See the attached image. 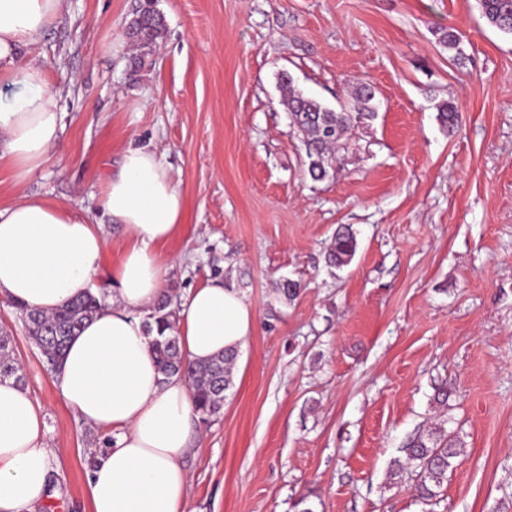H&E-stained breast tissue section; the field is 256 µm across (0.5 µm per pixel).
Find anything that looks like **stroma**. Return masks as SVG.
Segmentation results:
<instances>
[{"label":"stroma","mask_w":512,"mask_h":512,"mask_svg":"<svg viewBox=\"0 0 512 512\" xmlns=\"http://www.w3.org/2000/svg\"><path fill=\"white\" fill-rule=\"evenodd\" d=\"M136 3L63 0L25 47L59 92L63 159L1 169L0 208L36 197L103 221L131 144L177 177L169 293L232 280L256 315L223 410L197 426L186 512H512V36L479 0H156L164 34L136 71L122 35ZM284 72L334 110L375 90L318 181ZM342 226L358 247L332 269ZM0 332L45 415L49 491L32 512H90L105 435L60 403L4 299ZM434 428L464 454L431 509L387 472Z\"/></svg>","instance_id":"stroma-1"}]
</instances>
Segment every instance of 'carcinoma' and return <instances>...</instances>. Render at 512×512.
I'll list each match as a JSON object with an SVG mask.
<instances>
[{
  "mask_svg": "<svg viewBox=\"0 0 512 512\" xmlns=\"http://www.w3.org/2000/svg\"><path fill=\"white\" fill-rule=\"evenodd\" d=\"M483 16L499 31L512 35V0H480ZM134 18L129 26L130 37L140 49L136 66L146 65L157 40L161 38L164 26L153 0H142L133 10ZM280 82L285 93L289 115L303 114L302 138L309 158L308 172L318 180L326 174V167L336 161L335 149L343 140L353 122L364 112L371 111L370 103L375 94L371 86L362 83L354 88L352 99L354 111H336L323 105L317 99L296 91L292 80L286 74ZM357 249V239L348 228L336 231L327 251L326 262L330 267H344L350 263ZM101 305L96 295L88 293L73 299L54 312L46 314L34 308H20L30 338L35 342L48 365L54 367L62 358L69 341L77 335L85 322L91 320ZM178 306L165 295L155 305L151 321L146 323L147 331H156L151 342L159 368L164 378L183 377L192 389L195 409L202 421L218 414L224 406V393L232 383L236 353L225 352L199 364L185 361L175 333V319ZM12 378L20 385L25 384L19 374L12 354L11 339L0 336V381ZM406 452V463L393 461L387 473L388 479L400 480L406 468L413 469L418 497L425 503L436 501L442 488L448 482V469L463 455L464 450L455 439L431 432L419 435L410 442Z\"/></svg>",
  "mask_w": 512,
  "mask_h": 512,
  "instance_id": "1",
  "label": "carcinoma"
}]
</instances>
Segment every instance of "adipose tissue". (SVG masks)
<instances>
[{"label": "adipose tissue", "instance_id": "adipose-tissue-1", "mask_svg": "<svg viewBox=\"0 0 512 512\" xmlns=\"http://www.w3.org/2000/svg\"><path fill=\"white\" fill-rule=\"evenodd\" d=\"M62 0H0V167L25 176L60 155L63 117L42 66L23 47L55 21ZM101 207L120 225L115 289L52 372L66 407L110 436L87 479L90 512H185L183 458L196 437L188 383L163 378L142 315L165 294L157 249L177 232L184 199L156 151L126 148ZM107 246L102 224L61 204L26 197L0 208V298L49 313L95 289ZM176 332L187 361L243 351L256 317L246 297L218 279L180 298ZM50 450L41 404L0 381V512H30L48 492Z\"/></svg>", "mask_w": 512, "mask_h": 512}]
</instances>
